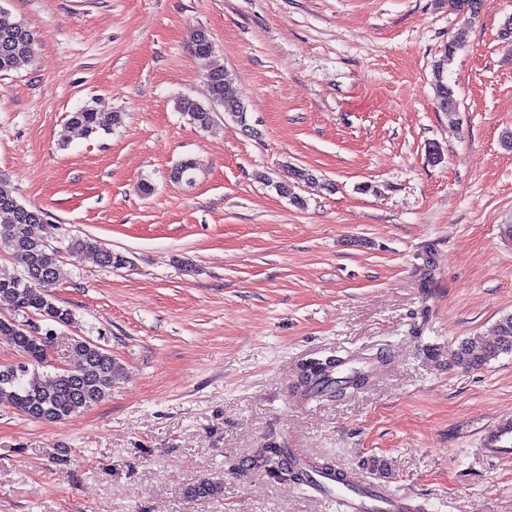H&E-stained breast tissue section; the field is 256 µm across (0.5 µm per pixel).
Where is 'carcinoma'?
Returning a JSON list of instances; mask_svg holds the SVG:
<instances>
[{"label": "carcinoma", "mask_w": 512, "mask_h": 512, "mask_svg": "<svg viewBox=\"0 0 512 512\" xmlns=\"http://www.w3.org/2000/svg\"><path fill=\"white\" fill-rule=\"evenodd\" d=\"M469 39V30L456 31L448 42L445 56L438 63L444 68L457 50ZM37 39L35 34L21 21L0 11V75L18 70L35 58ZM192 51L199 57L213 51L207 33L196 31L192 37ZM208 97L204 101L181 97L177 101L180 111L190 116L193 123L203 131L213 127V107H224V115L241 127L248 126L245 99L237 94L225 77L224 70L217 69L206 76ZM439 106L453 109L456 106L455 90L443 77L435 84ZM124 114L111 113L102 120L99 112L82 107L69 114L68 128L78 129L87 135L101 130L108 131L122 123ZM181 173V182L194 181L199 163L186 158L174 165ZM288 178L272 181L278 194L301 206L303 201L294 196L289 179L318 184V179L309 170L291 167ZM6 178H0V214L8 221L0 224V244L7 247L20 268L13 271L0 270V297H8L15 308L28 315L23 321L0 318V339L7 341L23 357L24 361L0 366V402L14 406L24 416L33 420H62L92 407L112 393V382L122 370L112 353L91 341L76 337L71 346L77 355L76 363L48 375L41 371L48 362L56 330L40 322L51 321L59 326H68L74 321V313L55 303L51 288L58 279L57 251L48 244L46 222L29 220V216L44 215L36 207H28L5 187ZM70 250L77 255H89L105 269H121L131 264L128 257L101 246L92 238L71 239ZM512 353V313L500 317L496 323V335L489 338H469L462 341L449 353L452 365L464 370L477 369L497 359L502 354ZM347 364L342 358L314 360L303 367L296 387L303 396L322 399L342 395L350 388L362 385L372 371L374 363L362 368H350L339 378L333 371ZM251 465L271 475L299 486H318L320 479L335 481L346 487H355L357 482L350 473L335 468L329 459L306 460L290 455L274 443L259 450L251 459ZM224 493V483L203 478L187 488V494L196 499H214Z\"/></svg>", "instance_id": "cac0c4a2"}]
</instances>
